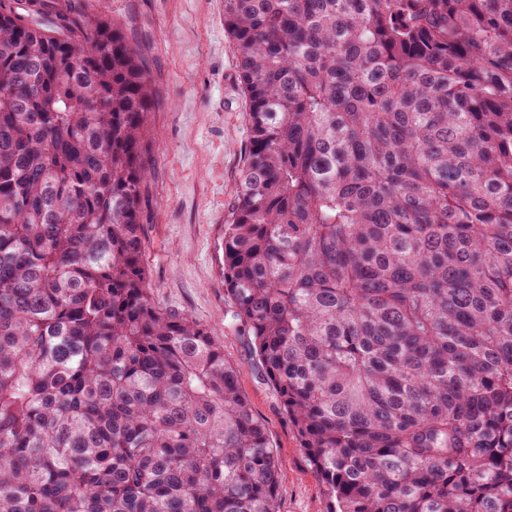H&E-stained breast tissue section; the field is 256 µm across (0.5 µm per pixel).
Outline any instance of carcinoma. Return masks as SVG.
Instances as JSON below:
<instances>
[{"instance_id":"cac0c4a2","label":"carcinoma","mask_w":512,"mask_h":512,"mask_svg":"<svg viewBox=\"0 0 512 512\" xmlns=\"http://www.w3.org/2000/svg\"><path fill=\"white\" fill-rule=\"evenodd\" d=\"M232 318L329 512H512V0H224ZM137 40L0 0V512H278L224 347L142 264Z\"/></svg>"}]
</instances>
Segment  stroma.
Returning <instances> with one entry per match:
<instances>
[{
    "label": "stroma",
    "instance_id": "obj_1",
    "mask_svg": "<svg viewBox=\"0 0 512 512\" xmlns=\"http://www.w3.org/2000/svg\"><path fill=\"white\" fill-rule=\"evenodd\" d=\"M126 25L149 60L152 174L143 190L142 263L160 306L186 314L224 348L242 394L264 423L283 478L280 512H327L280 400L247 341L228 326L224 226L248 146V106L224 0H75Z\"/></svg>",
    "mask_w": 512,
    "mask_h": 512
}]
</instances>
